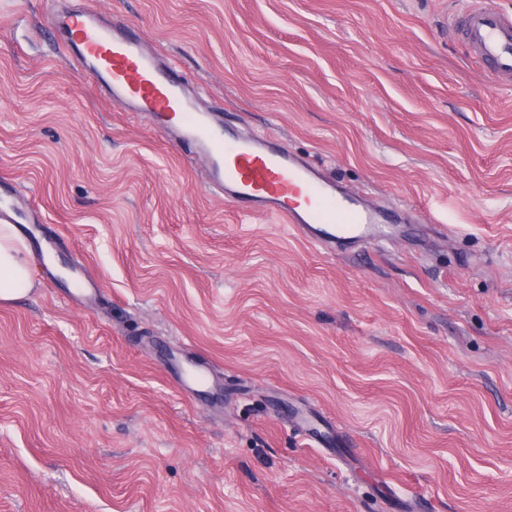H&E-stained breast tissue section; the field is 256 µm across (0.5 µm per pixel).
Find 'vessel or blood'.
<instances>
[{"label": "vessel or blood", "mask_w": 512, "mask_h": 512, "mask_svg": "<svg viewBox=\"0 0 512 512\" xmlns=\"http://www.w3.org/2000/svg\"><path fill=\"white\" fill-rule=\"evenodd\" d=\"M50 25L64 37L71 59L92 75L114 102L130 112L163 118L162 130L173 142L207 163L209 186L225 202L248 204L289 224L316 246L335 251L345 240L369 242L390 215L359 203L306 159L273 146L265 137H240L224 129L214 113L202 111L179 74L147 54L139 35L116 32L101 23L91 8L52 13ZM460 31L484 72L498 83L512 82V11L494 9L484 0H468ZM35 225L31 234L34 261L59 252L63 243L35 212H24L14 191L0 182V223ZM76 297L94 308L97 286L84 265L69 269Z\"/></svg>", "instance_id": "obj_1"}]
</instances>
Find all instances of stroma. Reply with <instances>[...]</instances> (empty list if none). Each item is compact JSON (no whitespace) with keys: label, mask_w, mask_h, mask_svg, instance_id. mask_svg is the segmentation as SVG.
Instances as JSON below:
<instances>
[{"label":"stroma","mask_w":512,"mask_h":512,"mask_svg":"<svg viewBox=\"0 0 512 512\" xmlns=\"http://www.w3.org/2000/svg\"><path fill=\"white\" fill-rule=\"evenodd\" d=\"M0 0V175L97 277L0 302V512H512V86L460 0H93L229 129L402 215L326 254ZM70 279L76 290V298L84 309H93L96 302L97 286L94 278L88 273L84 263L71 264L69 268Z\"/></svg>","instance_id":"1"}]
</instances>
